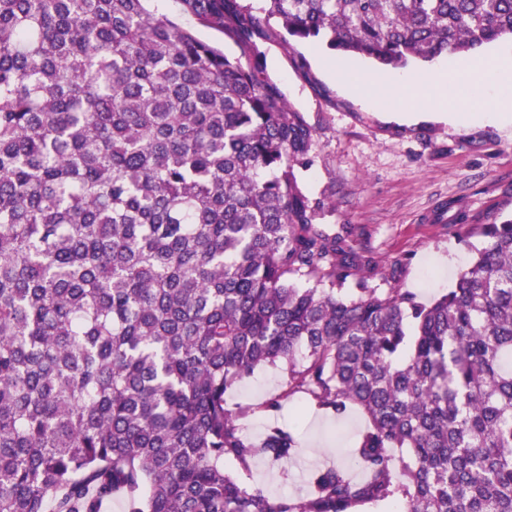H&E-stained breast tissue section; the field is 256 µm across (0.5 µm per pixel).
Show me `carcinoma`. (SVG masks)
I'll return each mask as SVG.
<instances>
[{
    "label": "carcinoma",
    "instance_id": "cac0c4a2",
    "mask_svg": "<svg viewBox=\"0 0 512 512\" xmlns=\"http://www.w3.org/2000/svg\"><path fill=\"white\" fill-rule=\"evenodd\" d=\"M147 2L0 0V512H512V218L427 304L371 286L255 42L404 69L512 38V0H178L238 57ZM264 366L362 411L363 479L271 498L224 470L299 448L229 404Z\"/></svg>",
    "mask_w": 512,
    "mask_h": 512
}]
</instances>
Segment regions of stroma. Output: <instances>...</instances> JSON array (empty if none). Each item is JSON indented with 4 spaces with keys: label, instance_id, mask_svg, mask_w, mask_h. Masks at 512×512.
I'll use <instances>...</instances> for the list:
<instances>
[{
    "label": "stroma",
    "instance_id": "1",
    "mask_svg": "<svg viewBox=\"0 0 512 512\" xmlns=\"http://www.w3.org/2000/svg\"><path fill=\"white\" fill-rule=\"evenodd\" d=\"M258 45L266 71L316 130L313 162L304 174L323 224H349L357 247L375 263L373 286L400 288L427 302L451 288L470 258L468 229L512 217V121L484 117L485 101L504 95L496 78L473 85L470 69L491 67L512 40L479 52L436 60L450 81L456 116L436 119L419 109L422 91L402 81L400 69H380L356 56H334L322 46L289 44L271 26ZM456 201L465 225L446 209ZM285 373L262 367L231 392L235 404H254L240 424L260 436L270 420L296 424L299 452L287 471L257 462L251 483L270 496H306L317 466H352L354 443L366 421L356 410L332 416L313 410L296 420L298 401H284L276 418L257 403L280 394Z\"/></svg>",
    "mask_w": 512,
    "mask_h": 512
}]
</instances>
